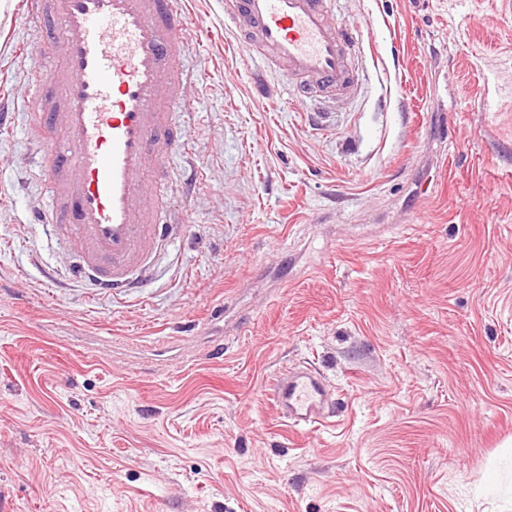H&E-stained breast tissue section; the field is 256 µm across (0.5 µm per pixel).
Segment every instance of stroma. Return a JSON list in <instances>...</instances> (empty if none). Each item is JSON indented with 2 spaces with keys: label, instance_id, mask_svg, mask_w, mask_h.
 <instances>
[{
  "label": "stroma",
  "instance_id": "stroma-1",
  "mask_svg": "<svg viewBox=\"0 0 512 512\" xmlns=\"http://www.w3.org/2000/svg\"><path fill=\"white\" fill-rule=\"evenodd\" d=\"M4 2L14 512H512V0H344L338 16L374 40L355 55L359 94L319 130L225 34L224 0H193L198 82L169 164L186 225L147 295L121 299L69 280L31 222L41 24ZM294 363L336 394L298 432L269 395Z\"/></svg>",
  "mask_w": 512,
  "mask_h": 512
}]
</instances>
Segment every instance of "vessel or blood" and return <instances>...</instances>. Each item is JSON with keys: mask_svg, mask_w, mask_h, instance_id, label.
I'll return each instance as SVG.
<instances>
[{"mask_svg": "<svg viewBox=\"0 0 512 512\" xmlns=\"http://www.w3.org/2000/svg\"><path fill=\"white\" fill-rule=\"evenodd\" d=\"M44 20L42 47L62 56L36 82L31 130L44 151L45 204L38 223L74 258L72 273L97 291L127 294L150 284L175 228L166 185L184 150L179 114L189 107L183 65L188 0H26ZM336 0H226L224 23L247 31L252 57L281 69L290 102L324 124L326 99L354 95L352 54L367 38L332 23ZM270 397L291 428L326 421L335 403L317 370L295 365L274 377Z\"/></svg>", "mask_w": 512, "mask_h": 512, "instance_id": "obj_1", "label": "vessel or blood"}]
</instances>
